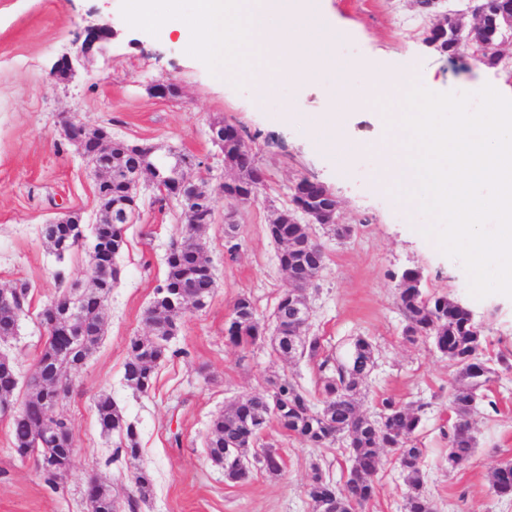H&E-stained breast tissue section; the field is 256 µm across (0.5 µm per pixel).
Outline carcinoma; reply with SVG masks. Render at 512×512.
<instances>
[{
	"label": "carcinoma",
	"instance_id": "1",
	"mask_svg": "<svg viewBox=\"0 0 512 512\" xmlns=\"http://www.w3.org/2000/svg\"><path fill=\"white\" fill-rule=\"evenodd\" d=\"M509 19L512 20V0H485L479 30L485 47L483 65L489 68H497L503 63L499 46L507 36H512V27L507 25ZM426 39L435 43L434 51L443 55L455 56L466 50L459 22H449L427 32ZM301 190L310 210L326 214L334 209L335 201L318 183L306 180L301 183ZM207 223L209 217L206 213L197 214L196 222L187 225L166 257L164 279L155 289L153 301L146 312V323L162 333L161 338L134 336L130 340L123 380L126 388L136 395L151 394L155 388L157 368L176 355L167 342L165 332L168 328H179L185 310L168 301L166 295L189 279L197 267L208 264L206 245L199 235V227ZM267 233L273 240H288V251L278 256L281 269L303 279L323 266L324 254L308 239L305 225L269 224ZM94 235L112 245V253L116 255L124 247L122 224H97ZM43 237L60 260L79 248V244L70 239L66 224L45 225ZM419 278L420 272L415 269L404 271L399 278V283L403 284L398 289V300L406 319L404 336L410 343L420 340L431 343L458 372L457 383L449 393V406L454 410L455 421L448 433L447 461L448 470L453 471L468 462L477 447L470 414L482 400L480 389L491 380L481 369L485 363V338L483 330L472 323L468 306L458 305L457 299L447 293L423 295L416 287ZM115 283L113 275L107 273L94 279L87 278L86 287L79 292L83 334L64 336L55 332L47 337L37 359L35 374L39 381L30 382L20 408L9 416L16 455L22 459L48 458L54 462V470L42 472L45 484L52 489L57 488V479L71 466L74 448L69 446V442L73 429L70 420L63 417L60 422L63 430L48 437L42 436L47 412L46 397L55 388L57 376L68 370H79L97 348L104 332L105 302ZM215 288L217 279L212 272L195 279L194 297L199 300L197 308L204 307V302L209 300ZM232 315L239 321V328L229 331L225 337L229 345L246 351L265 341L264 324L248 297L236 299ZM322 351L321 337L309 334L306 327L301 334L279 341V349L274 354L286 361L294 358L315 361ZM375 351L370 338L358 336L347 362L333 366L328 357L320 361L319 408L296 382L286 377L271 381L282 407L274 425L312 448H330L338 441V436H347L345 451L350 466L343 487L336 489L319 467H312L307 484V495L312 503H317L319 496L335 490L336 512H349L354 503L359 506L368 504L377 494L375 477L379 471L380 452L391 448L397 453V462L408 485L404 512H433V500L424 490V452L415 443L421 424V408L385 398L376 419L367 417L359 408V384L374 365ZM10 372L17 373L14 361L0 363L1 399L14 397L17 388V384L8 378ZM268 398L267 391L244 394L211 421L208 457L224 469V477L229 481L237 482L249 476L246 462L250 456L268 475L276 477L282 472V465L274 467L267 463L265 450H257L264 432L272 425L264 417ZM95 408L102 432L119 438L116 456L123 457L133 485L131 494L126 497V505L128 512H137L139 503L149 500L152 495L153 479L140 464L141 448L136 425L105 393L96 398ZM251 449L254 450L252 454L249 453ZM489 489L496 496L512 497L511 461L494 469Z\"/></svg>",
	"mask_w": 512,
	"mask_h": 512
}]
</instances>
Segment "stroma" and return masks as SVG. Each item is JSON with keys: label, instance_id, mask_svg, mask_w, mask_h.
I'll return each instance as SVG.
<instances>
[{"label": "stroma", "instance_id": "stroma-1", "mask_svg": "<svg viewBox=\"0 0 512 512\" xmlns=\"http://www.w3.org/2000/svg\"><path fill=\"white\" fill-rule=\"evenodd\" d=\"M331 21L347 27L342 48L348 57L385 63L392 71L413 64L434 72L437 92L476 93L484 85L512 87V72L489 69L469 57L449 60L428 47L431 24L415 0H324ZM133 0H0V288L27 283L29 293L16 336L0 350L13 356L21 379L35 370L43 342L40 313L64 289L85 280L89 247L57 259L42 229L66 211L85 227L97 222L96 179L74 146L60 137L58 120L68 115L88 126H107L113 138L155 146L159 156L176 151L201 161L209 187L222 182L223 154L210 137L216 122L236 125L252 146L264 186L257 199L229 208L217 201L215 220L201 231L215 270L217 288L206 308L184 315L171 347L176 357L157 370L156 386L134 396L123 383L131 337L148 332L145 312L165 274L172 241L188 220L176 199L156 203L143 188L139 215L125 227V246L115 263L120 277L106 305V327L87 363L69 378L72 393L61 411L74 426L76 448L57 490L45 486L33 459L11 450L9 421L0 418V512H86L85 482L95 476L125 484V462L113 461L117 436L103 434L94 400L108 393L135 423L141 460L154 490L138 512H312L306 484L312 466L342 483L346 456L340 447L311 448L271 427L263 444L282 455L280 476L252 468L240 482L207 455L211 420L236 396L264 390L268 379L285 376L317 396V362H288L267 344L243 353L224 341V324L234 301L252 299L268 318L290 283L278 262L279 245L266 226L289 205V187L303 175L325 183L339 201L338 220L353 233L345 239L325 230L316 238L326 253L319 276L307 288L309 331L321 337L325 356L345 360L355 337L376 345V367L361 386L363 413L375 415L382 399L422 405L417 443L424 450V487L438 512H512V498L489 496L488 480L501 462L512 460V371L488 386L497 410L478 409L471 420L479 445L470 461L449 472L446 433L448 392L456 370L428 343L403 338L404 316L397 303V277L422 274L426 294L447 293L465 303L486 339L485 355H512V298L495 293L475 299L459 260L442 254L419 228L427 222L408 208L396 189L375 185L374 145L387 137L381 104L354 106L335 100L330 75L292 86L281 82L277 96L258 101L249 76L218 79L187 54L188 40L161 28L136 26ZM111 24L116 35L104 52L56 80L57 59L73 53L90 26ZM158 81L176 84L172 100L154 98ZM338 112L358 151L337 164L308 128L318 113ZM379 490L363 512H402L408 486L392 449L381 454Z\"/></svg>", "mask_w": 512, "mask_h": 512}]
</instances>
